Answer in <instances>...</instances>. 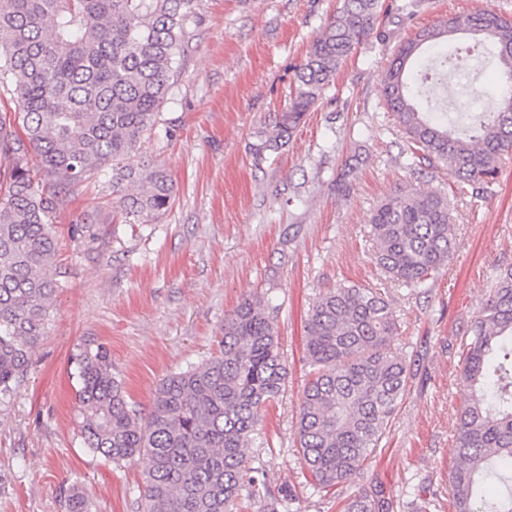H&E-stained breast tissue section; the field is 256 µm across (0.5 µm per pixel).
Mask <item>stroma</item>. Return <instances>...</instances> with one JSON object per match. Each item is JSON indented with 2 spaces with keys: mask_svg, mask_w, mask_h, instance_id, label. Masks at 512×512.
Instances as JSON below:
<instances>
[{
  "mask_svg": "<svg viewBox=\"0 0 512 512\" xmlns=\"http://www.w3.org/2000/svg\"><path fill=\"white\" fill-rule=\"evenodd\" d=\"M405 2L383 0L392 41L360 45L288 145L258 169L253 134L286 108L294 68L340 0H202L181 76L138 150L171 173V206L149 223H125L104 179L59 205L66 282L27 373L0 402V512H67L75 486L89 493L90 512H141L143 462L113 463L84 444L75 357L104 345L131 401L149 412L162 378L219 352L225 315L248 296L273 306L288 380L246 459L271 485L295 490L294 512H341L352 487H314L294 438L308 380L304 320L316 297L341 283L384 289L411 372L363 480L381 482L403 505L419 488L431 512H453L460 340L497 271L512 266V154L479 197L458 196L452 171L412 172L380 81L394 43L419 27L483 8L512 18V0H420L409 20L399 11ZM408 189L447 194L456 238L447 271L416 290L385 279L369 259L373 209ZM83 221L94 238L71 235Z\"/></svg>",
  "mask_w": 512,
  "mask_h": 512,
  "instance_id": "1",
  "label": "stroma"
}]
</instances>
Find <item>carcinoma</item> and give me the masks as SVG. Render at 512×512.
<instances>
[{
    "label": "carcinoma",
    "mask_w": 512,
    "mask_h": 512,
    "mask_svg": "<svg viewBox=\"0 0 512 512\" xmlns=\"http://www.w3.org/2000/svg\"><path fill=\"white\" fill-rule=\"evenodd\" d=\"M201 0H0V84L15 80L18 110L0 113V398L27 372L46 335L61 287L54 224L59 197L100 176L128 224L165 212L168 171L135 160L144 135L179 77ZM381 0H342L295 70L286 111L255 132L254 165L279 152L337 70L369 37L390 38ZM471 34L488 41L500 64L495 108L472 110L456 95L438 122L448 67L411 81L423 46ZM381 96L416 163L446 166L461 195H482L512 151V18L484 9L417 30L400 42ZM370 260L386 278L425 288L448 265L456 240L448 198L400 191L371 216ZM268 303L246 298L224 317L220 353L156 386L151 410L128 401L108 351L77 356L76 404L90 450L119 463L140 457L143 512H234L244 496L262 512H291L293 490L271 487L243 449L285 389L288 368ZM309 366L295 437L315 484L351 485L379 447L407 394L410 371L394 348L400 325L378 288L340 284L320 295L305 319ZM464 395L448 484L455 512H512V267L494 278L482 310L461 339ZM72 489L68 512H89ZM342 512H395L378 484L359 485Z\"/></svg>",
    "instance_id": "obj_1"
}]
</instances>
